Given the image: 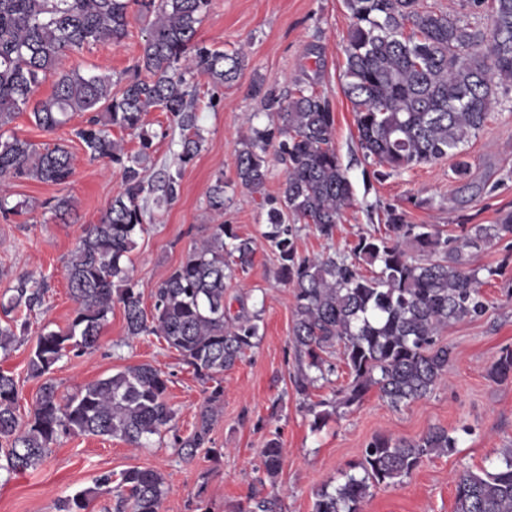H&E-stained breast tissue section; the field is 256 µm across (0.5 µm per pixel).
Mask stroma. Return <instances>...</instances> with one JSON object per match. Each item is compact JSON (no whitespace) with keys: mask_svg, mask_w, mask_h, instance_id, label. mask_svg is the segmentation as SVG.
Returning <instances> with one entry per match:
<instances>
[{"mask_svg":"<svg viewBox=\"0 0 512 512\" xmlns=\"http://www.w3.org/2000/svg\"><path fill=\"white\" fill-rule=\"evenodd\" d=\"M350 26L344 0H212L197 27L196 42L221 51L244 48L246 59L230 84L215 87L197 78L195 109L203 142L191 163L178 162L180 129L170 114L156 110L144 118L146 129L156 135L147 163L150 179L181 173L177 200L153 210L152 223L138 235L130 254L144 306H152L155 288L207 235V193L216 177L224 179L225 223L235 225L241 235L259 237L267 210L258 196L238 185L235 151L246 133L244 118L253 117L259 127L267 123L260 95L264 88L283 94L306 88L329 103L335 119L334 145L352 184L353 200L343 209L333 240L302 226L297 237L302 254L341 252L360 237L382 232L391 205L405 210L408 223L433 224L453 238L463 237L465 226L496 223L501 211L512 209L511 90L500 92L485 127L466 147L471 163L467 181H459L450 158L383 180L375 177V163L358 147L352 104L344 93V48ZM144 27L142 20H133L120 44L105 41L66 55L61 70L111 74L112 91L120 93L122 80L129 78L142 51ZM85 119V113H75L66 125L48 132L24 111L11 124L20 137L38 145L64 143L73 155L68 184L12 182V199L23 202L24 208L0 217V292L24 274L45 277L49 285L44 306L30 316L28 332L18 336L9 351H0V370L13 375L18 384V414L23 419L42 384L28 366L36 336L45 326L66 327L75 307L65 265L84 225L98 223L123 191L120 168L90 160L74 136ZM61 195L73 199L78 223H57L43 209L44 200ZM464 256L479 271L488 310L480 318L441 330L440 344L453 351L447 374L422 400L399 408L370 391L360 403L337 407L316 431L312 409L333 399L336 384L348 380L347 369L341 354H334L329 361L336 384L296 392L293 293L276 277L274 254L259 247L252 266L235 272L227 294L246 295L249 304L261 306L262 339L221 378L224 407L212 432L215 453L202 450L190 460L183 459L172 442L174 436H187L193 429L207 386L163 339H127L123 310L113 305L96 350L65 357L49 377L60 393L71 394L126 367L151 364L169 379L167 397L175 411L170 434L154 447L137 450L118 439L60 437L41 464L0 475V512H56L60 499L92 486L100 474L130 467L164 474L170 490L161 512H233L248 497L275 490L283 512H312L316 492L342 482L374 436L413 440L432 426L457 431L456 450L424 459L401 483L373 488L360 512H453V474L493 469L512 448V378L498 382L489 376L501 352L512 349V237L490 239L481 250L465 251ZM273 437L279 438L286 453L279 476L270 480L262 471L261 452Z\"/></svg>","mask_w":512,"mask_h":512,"instance_id":"obj_1","label":"stroma"}]
</instances>
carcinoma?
<instances>
[{
	"mask_svg": "<svg viewBox=\"0 0 512 512\" xmlns=\"http://www.w3.org/2000/svg\"><path fill=\"white\" fill-rule=\"evenodd\" d=\"M212 0H0V213L16 214L25 203H11L7 184L16 179L55 185L69 182L72 154L65 145L38 147L1 128L26 109L35 89L53 79L49 97L31 116L46 131L65 125L75 112H89L75 130L93 160L123 170L124 190L100 222L83 229L66 265L67 287L75 302L64 329H43L31 348L29 369L43 376L69 354L91 352L112 311L122 306L126 336H157L177 350L204 383L232 369L258 344L260 311H249L245 298L225 299L235 270L253 264L258 242L240 235L224 217V178L209 187L208 209L214 224L199 244L154 292L153 310L143 306L139 284L127 264L134 237L145 231L144 195L156 208L178 197L180 174H169L159 187L146 178V162L155 134L143 117L154 110L177 118L181 129L178 159L186 165L199 153L203 138L190 108V79L205 76L215 85L233 82L245 56L209 49L195 42L197 25ZM490 3V27L483 31L457 14L424 10L420 0H344L352 18L345 53L344 93L355 112L359 146L380 170L379 179L421 164L456 157L458 178L468 175L465 146L485 126L498 90L512 86V0H462L478 9ZM153 17L145 29L142 54L121 94L112 93L108 74L83 75L59 70L69 53L128 34L131 12ZM270 123L250 127L236 150L238 183L269 207L261 238L278 260L277 277L293 291L292 343L299 362L296 390L302 394L333 367L325 356L342 350L350 383L337 390L338 403L352 405L371 389L392 407L423 399L448 372L452 350L438 342L441 328L478 317L487 309L479 271L468 266L465 248L490 238L512 235V211L495 224H473L462 240L444 238L433 224H409L406 212L387 208L386 230L361 238L351 253L302 256L295 246L297 224L305 223L325 240L333 238L342 210L352 201V185L333 144L335 121L328 103L306 89L282 101L265 94ZM138 133L139 150L123 152L113 128ZM286 164L280 195L265 194L270 172L269 148ZM63 224H75L72 200L56 196L43 203ZM416 250L424 258L416 259ZM376 268L366 276L361 266ZM47 287L31 276L16 280L0 303L8 319L0 323V350L6 352L29 321L10 317L16 309L32 313L45 304ZM491 376L512 377V350L500 355ZM168 379L144 363L129 366L62 396L46 380L27 423L17 414L19 391L14 377L0 371V471H25L42 463L61 435L120 439L134 448L162 437L175 411L167 399ZM224 402V387H212L192 432L174 437L182 458L206 449L214 455L212 431ZM457 448L448 429L433 426L416 440L380 435L366 446L333 490L321 488L313 512H359L379 485H394L432 455ZM284 448L271 439L262 449L263 470L275 478ZM454 512H512V450L492 471L464 470L453 480ZM112 473L57 504L58 512H88ZM113 512H161L168 493L164 476L151 468L122 471L115 484ZM235 512H282L279 495L252 496Z\"/></svg>",
	"mask_w": 512,
	"mask_h": 512,
	"instance_id": "obj_1",
	"label": "carcinoma"
}]
</instances>
